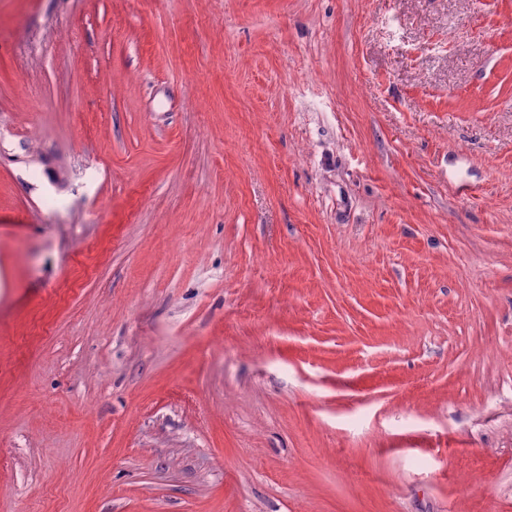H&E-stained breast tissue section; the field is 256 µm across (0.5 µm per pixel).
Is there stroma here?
Masks as SVG:
<instances>
[{
    "mask_svg": "<svg viewBox=\"0 0 512 512\" xmlns=\"http://www.w3.org/2000/svg\"><path fill=\"white\" fill-rule=\"evenodd\" d=\"M0 512H512V0H0Z\"/></svg>",
    "mask_w": 512,
    "mask_h": 512,
    "instance_id": "stroma-1",
    "label": "stroma"
}]
</instances>
